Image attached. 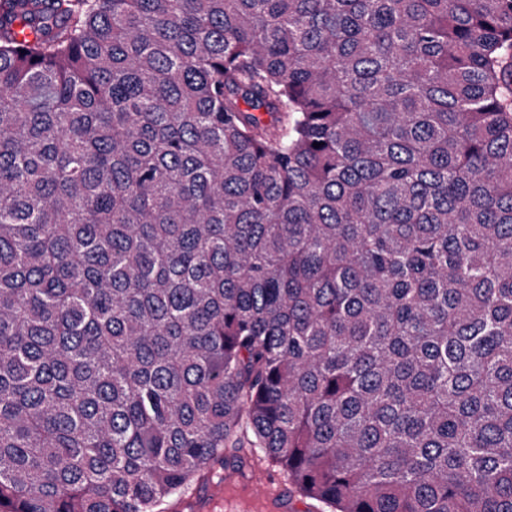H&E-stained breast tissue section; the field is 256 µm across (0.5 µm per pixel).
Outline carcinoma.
<instances>
[{
  "label": "carcinoma",
  "instance_id": "carcinoma-1",
  "mask_svg": "<svg viewBox=\"0 0 512 512\" xmlns=\"http://www.w3.org/2000/svg\"><path fill=\"white\" fill-rule=\"evenodd\" d=\"M244 426L512 512V0H0V512H164Z\"/></svg>",
  "mask_w": 512,
  "mask_h": 512
}]
</instances>
